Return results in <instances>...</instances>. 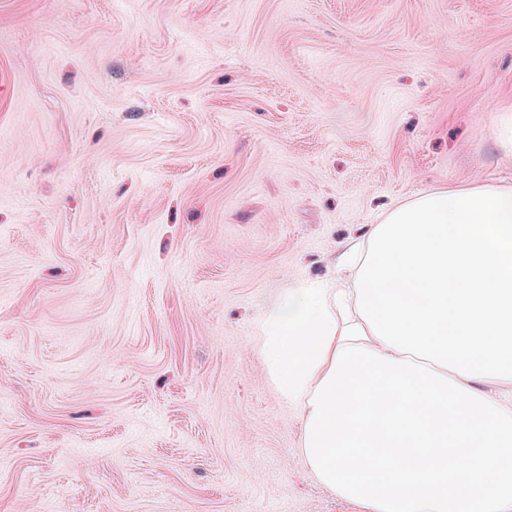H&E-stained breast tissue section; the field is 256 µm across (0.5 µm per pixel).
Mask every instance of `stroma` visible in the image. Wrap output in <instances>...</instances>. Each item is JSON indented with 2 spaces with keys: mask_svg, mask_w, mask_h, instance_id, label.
I'll use <instances>...</instances> for the list:
<instances>
[{
  "mask_svg": "<svg viewBox=\"0 0 512 512\" xmlns=\"http://www.w3.org/2000/svg\"><path fill=\"white\" fill-rule=\"evenodd\" d=\"M507 109L512 0H0V512H351L267 308Z\"/></svg>",
  "mask_w": 512,
  "mask_h": 512,
  "instance_id": "1",
  "label": "stroma"
}]
</instances>
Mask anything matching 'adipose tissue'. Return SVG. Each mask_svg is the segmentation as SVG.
<instances>
[{
  "mask_svg": "<svg viewBox=\"0 0 512 512\" xmlns=\"http://www.w3.org/2000/svg\"><path fill=\"white\" fill-rule=\"evenodd\" d=\"M338 267L266 316L306 469L354 512H512V187L403 201Z\"/></svg>",
  "mask_w": 512,
  "mask_h": 512,
  "instance_id": "1",
  "label": "adipose tissue"
}]
</instances>
